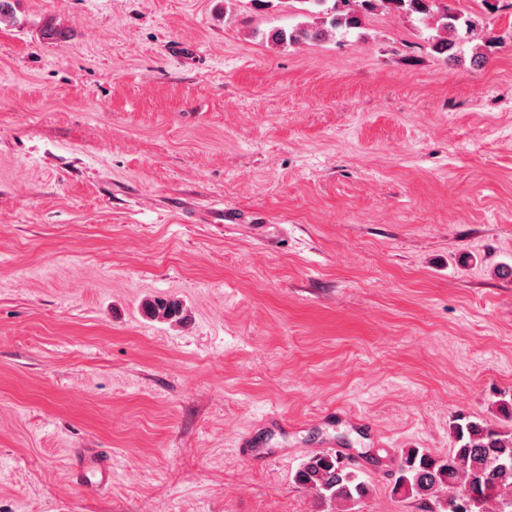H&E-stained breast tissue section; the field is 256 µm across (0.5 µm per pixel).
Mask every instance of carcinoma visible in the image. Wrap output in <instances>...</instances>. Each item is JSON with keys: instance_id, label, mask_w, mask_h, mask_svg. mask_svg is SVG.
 Returning a JSON list of instances; mask_svg holds the SVG:
<instances>
[{"instance_id": "1", "label": "carcinoma", "mask_w": 512, "mask_h": 512, "mask_svg": "<svg viewBox=\"0 0 512 512\" xmlns=\"http://www.w3.org/2000/svg\"><path fill=\"white\" fill-rule=\"evenodd\" d=\"M302 10L321 16V27L277 30L271 39L277 43L298 44L318 40L339 29H355L361 19L379 10L415 16L424 21L436 19L442 36L432 48L451 50L462 33L477 27L475 18L444 0H289ZM147 314L160 321L186 318L177 300L157 299L145 305ZM454 448L445 458H437L418 448L403 453L399 476L393 490L404 499L437 500L446 495L444 512H512V428H497L482 421L460 417L452 426ZM295 484L315 493L321 502L342 505L367 497L369 485L336 455L315 454L301 464Z\"/></svg>"}]
</instances>
